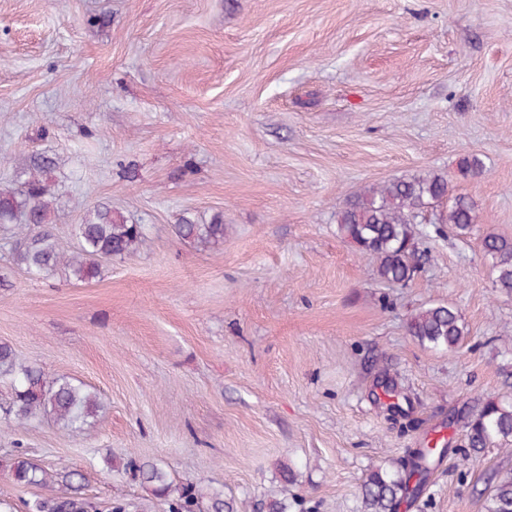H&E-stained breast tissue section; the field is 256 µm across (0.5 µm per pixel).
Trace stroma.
<instances>
[{"label":"stroma","instance_id":"35a3bbf8","mask_svg":"<svg viewBox=\"0 0 512 512\" xmlns=\"http://www.w3.org/2000/svg\"><path fill=\"white\" fill-rule=\"evenodd\" d=\"M37 155L63 250L101 205L145 242L77 282L30 279L0 240V341L101 404L78 431L17 428L0 383V512L39 493L9 474L19 448L80 470L98 512H166L111 456L246 512H357L369 470L407 467L440 430L447 456L397 512H482L512 468L497 447L461 462L468 419L512 401V296L480 247L512 237V0H0V190ZM427 171L473 200L476 227L443 228L413 281L381 282L336 213ZM186 218L223 223V243L181 239ZM437 301L467 326L456 351L407 331Z\"/></svg>","mask_w":512,"mask_h":512}]
</instances>
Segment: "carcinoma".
Returning a JSON list of instances; mask_svg holds the SVG:
<instances>
[{
    "label": "carcinoma",
    "instance_id": "1",
    "mask_svg": "<svg viewBox=\"0 0 512 512\" xmlns=\"http://www.w3.org/2000/svg\"><path fill=\"white\" fill-rule=\"evenodd\" d=\"M46 163L35 165L34 173L18 189L0 191V236L14 240V261L28 276L45 279L64 271L79 281L100 275V261L131 254L143 242V226L128 224L112 209H95L82 223L74 225L77 250L66 254L51 233L44 229L51 219V192L40 178ZM474 202L453 194L448 175L424 172L408 178L372 185L347 201L336 212V234L361 253L377 261V276L388 283L404 285L422 269L424 250L415 235L414 225L431 224L436 232L450 224L457 235L471 234L475 226ZM179 237L216 246L224 241V225H176ZM482 252L490 263L492 287L512 295V238L487 234ZM407 329L421 345L433 350L454 351L466 336L459 311L447 303H433L411 314ZM0 380L10 383L14 396L7 415L15 427L25 426L43 415L61 428L75 431L94 419L100 403L97 395L81 382L47 375L38 367L18 361L13 348L0 343ZM467 448L479 454L490 447L512 446V405L489 398L467 422ZM446 449L419 448L415 464L403 472L377 467L361 485L360 512H396L398 504L417 496L428 475L440 463ZM122 468L137 475L153 495L168 501L170 512H196L205 503L208 512H235L236 503L225 500L213 489L196 485L176 486L167 472L154 463H138L129 458ZM13 480L37 486L43 494L28 504V512H90L91 502L82 492L83 475L74 470L49 471L17 454L8 465ZM415 484H410L411 478ZM484 512H512V470L499 472L483 504Z\"/></svg>",
    "mask_w": 512,
    "mask_h": 512
}]
</instances>
